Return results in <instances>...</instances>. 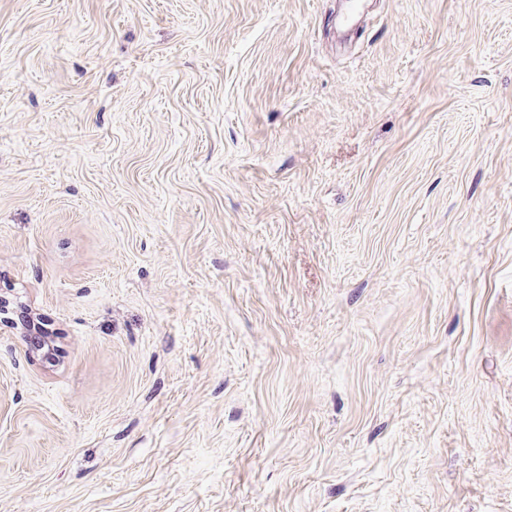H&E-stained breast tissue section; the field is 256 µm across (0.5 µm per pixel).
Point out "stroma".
Instances as JSON below:
<instances>
[{
	"label": "stroma",
	"mask_w": 512,
	"mask_h": 512,
	"mask_svg": "<svg viewBox=\"0 0 512 512\" xmlns=\"http://www.w3.org/2000/svg\"><path fill=\"white\" fill-rule=\"evenodd\" d=\"M0 297V512H512V0H0Z\"/></svg>",
	"instance_id": "stroma-1"
}]
</instances>
